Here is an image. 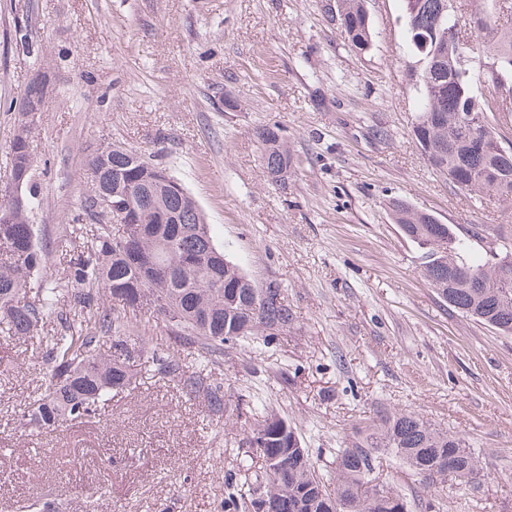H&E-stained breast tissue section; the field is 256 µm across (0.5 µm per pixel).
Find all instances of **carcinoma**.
<instances>
[{
	"label": "carcinoma",
	"mask_w": 512,
	"mask_h": 512,
	"mask_svg": "<svg viewBox=\"0 0 512 512\" xmlns=\"http://www.w3.org/2000/svg\"><path fill=\"white\" fill-rule=\"evenodd\" d=\"M366 0H335L331 22L360 52L372 42ZM406 38L418 67L411 80L422 98L414 135L429 164L456 188L473 195L512 201V147L504 148L498 127L507 114L478 98L474 85H493L501 100H512V0L461 3L478 24L465 46L459 17L448 0H401ZM268 178L282 183L292 157L275 126L260 133ZM29 126L9 146L11 177L23 182L22 198L0 192V332L32 338L40 323L55 319L60 329L45 337L48 385L21 415L24 425L54 430L95 412L112 391L132 385L124 359L105 357L100 341L125 349L135 330L129 313L147 308L163 316L180 340L205 349L210 363L225 343L271 338L293 321L281 288L264 297L249 288L242 267L225 257L211 227L186 189L160 186L156 165L121 146L91 155V189L68 231L94 224L90 244L70 256L66 273L47 281V254L30 215L39 206L31 165ZM122 203V234L112 233V212L98 204ZM387 208L403 235L425 250L423 275L448 306L512 335V238L498 231L495 253L470 254L468 238L453 225L418 211L401 199ZM157 370L180 377L190 393L206 392L210 411L224 413V392L199 375H183L172 360L152 359ZM259 451H244L241 468L253 471L252 485L264 482L267 512H407L399 491L377 481L373 461L391 451L426 485L474 484L479 455L457 435L434 427L415 413L382 416L364 426L346 448L336 449V468L325 477L292 427L260 405L252 411L250 436ZM252 490L231 492L225 512H249Z\"/></svg>",
	"instance_id": "cac0c4a2"
}]
</instances>
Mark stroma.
Listing matches in <instances>:
<instances>
[{
    "label": "stroma",
    "instance_id": "stroma-1",
    "mask_svg": "<svg viewBox=\"0 0 512 512\" xmlns=\"http://www.w3.org/2000/svg\"><path fill=\"white\" fill-rule=\"evenodd\" d=\"M372 45L355 51L323 0H0V185L33 80L48 96L32 131L40 207L32 222L57 277L85 238L65 227L91 185L87 160L116 144L166 165L205 212L215 243L294 319L268 346L225 344L216 365L175 342L160 316L131 315L129 347L206 369L204 395L140 372L97 415L56 430L22 425L43 391L38 344L0 335V512H224L258 400L294 427L322 474L369 418L417 413L479 455V484L432 487L388 454L380 480L409 512H512V335L448 306L423 251L386 207L401 198L459 229L512 232V204L478 200L430 166L413 126L401 0H367ZM36 45L16 47L17 27ZM275 126L293 156L268 180L257 133Z\"/></svg>",
    "mask_w": 512,
    "mask_h": 512
}]
</instances>
